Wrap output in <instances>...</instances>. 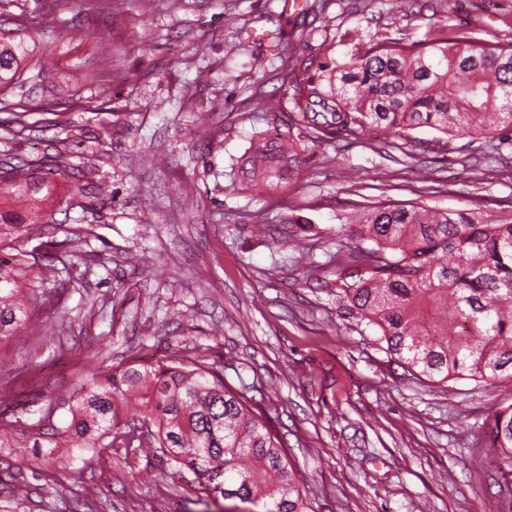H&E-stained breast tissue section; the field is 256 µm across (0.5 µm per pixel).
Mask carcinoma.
<instances>
[{
	"label": "carcinoma",
	"mask_w": 512,
	"mask_h": 512,
	"mask_svg": "<svg viewBox=\"0 0 512 512\" xmlns=\"http://www.w3.org/2000/svg\"><path fill=\"white\" fill-rule=\"evenodd\" d=\"M479 29L440 21L424 38L348 31L340 60L313 54L286 74L285 109L298 134L263 138L240 185L276 190L298 170V142L390 136L431 128L454 136H488L512 128V38L487 41ZM293 32L268 33L282 54ZM23 36L0 35V89L44 67ZM61 157L0 164V198L29 201L22 214L0 210V345L26 329L29 311L49 298L50 250L28 253L17 242L50 226L41 216L57 183L70 184L66 206L85 188ZM372 243L350 254L362 265L342 299L386 351L410 372L441 382L487 384L512 379V213L488 215L425 203L374 205L342 219L336 237ZM68 418L33 447L114 448L166 456L175 471L206 480L200 492L220 494L263 512H310L288 454L263 411L224 382L218 366L174 355L154 364L112 366L72 388ZM500 486L512 495V404L485 423Z\"/></svg>",
	"instance_id": "obj_1"
}]
</instances>
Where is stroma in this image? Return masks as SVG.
Listing matches in <instances>:
<instances>
[{"label":"stroma","mask_w":512,"mask_h":512,"mask_svg":"<svg viewBox=\"0 0 512 512\" xmlns=\"http://www.w3.org/2000/svg\"><path fill=\"white\" fill-rule=\"evenodd\" d=\"M302 2L17 0L0 15L52 65L6 91L35 122L0 129V159L57 152L87 186L82 207L53 216L58 288L4 350L0 405L32 425L46 396L66 398L107 366L189 350L259 404L313 512H506L484 435L512 382L419 380L391 360L341 301L359 242L336 233L373 204L512 213V172L474 165L494 149L512 157V140L420 129L384 150L309 141L287 188L239 180L251 144L288 127L272 108L285 69L266 38L280 17L310 35L291 55L339 58L340 32L394 23L415 39L445 14L503 33L512 0H390L387 15L371 0H327L321 17ZM76 247L81 279L68 271ZM44 454L0 448V512H97L78 499L87 485L112 512H224L221 498L193 503L195 474L164 476L159 455L105 453L65 470Z\"/></svg>","instance_id":"35a3bbf8"}]
</instances>
